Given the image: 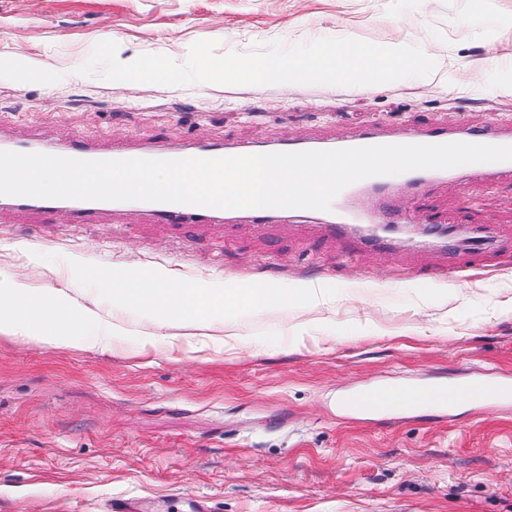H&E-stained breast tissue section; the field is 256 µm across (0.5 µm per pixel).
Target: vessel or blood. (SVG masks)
Wrapping results in <instances>:
<instances>
[{
	"label": "vessel or blood",
	"instance_id": "b4317fda",
	"mask_svg": "<svg viewBox=\"0 0 512 512\" xmlns=\"http://www.w3.org/2000/svg\"><path fill=\"white\" fill-rule=\"evenodd\" d=\"M475 143L499 146H512V127L498 121H490L480 127L445 124L425 125L398 124L384 126L369 124L351 131L340 138L317 137L307 141H285L273 145L276 153L302 151H332L358 147L391 144H446ZM9 151L22 154H48L82 160H127L229 157L260 153V146L254 144L196 142L187 148L173 151L163 148L137 145H116L110 148L100 146L95 139L81 138L61 147L36 145L28 142L12 143ZM440 169H418L402 173L399 179L388 175L373 176L353 183L341 192L330 213L326 230L329 233H345L359 229L363 240L369 243H382L386 234L372 232L370 226L376 221L374 212L368 209L355 210L347 206L346 200L355 195L387 197L396 188H406L417 192L434 179L443 177ZM9 205L38 212L44 216H60L62 223L87 225L95 223L104 214L120 215L135 213L155 224H228L238 218L249 219L250 223H267L272 208L225 209L179 203L150 201L79 200L62 207L54 199L0 195V205ZM411 395L434 400L436 411L451 412L461 402L506 401L512 399V382L494 378L473 380L454 386H432L418 384L411 386H380L361 390L346 400V407L357 416L377 413H391L397 410L399 395Z\"/></svg>",
	"mask_w": 512,
	"mask_h": 512
}]
</instances>
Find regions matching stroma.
<instances>
[{
    "label": "stroma",
    "mask_w": 512,
    "mask_h": 512,
    "mask_svg": "<svg viewBox=\"0 0 512 512\" xmlns=\"http://www.w3.org/2000/svg\"><path fill=\"white\" fill-rule=\"evenodd\" d=\"M321 38L425 44L437 66L292 88L77 72L106 40L126 63L181 62L198 40L224 55ZM474 71L512 81V0H0V136L17 141L273 145L370 121L512 122V96L462 85ZM405 203L415 221L385 251L329 237L312 216L80 226L5 209L0 278L34 289L73 281L78 257L205 285L313 281L346 298L174 323L146 352L152 328L125 307L115 354L0 334V512H112L117 499L137 512H512V406L465 405L451 420L338 409L368 385L512 377V179L464 167ZM174 335L181 350L166 343Z\"/></svg>",
    "instance_id": "stroma-1"
}]
</instances>
